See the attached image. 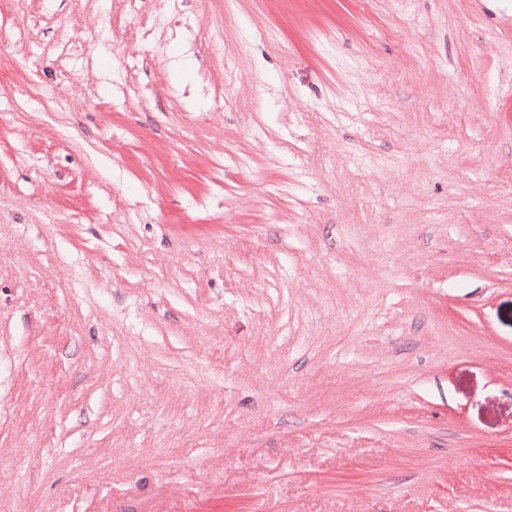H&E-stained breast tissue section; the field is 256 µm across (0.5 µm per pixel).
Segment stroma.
<instances>
[{
  "instance_id": "obj_1",
  "label": "stroma",
  "mask_w": 512,
  "mask_h": 512,
  "mask_svg": "<svg viewBox=\"0 0 512 512\" xmlns=\"http://www.w3.org/2000/svg\"><path fill=\"white\" fill-rule=\"evenodd\" d=\"M512 512V0H0V512Z\"/></svg>"
}]
</instances>
